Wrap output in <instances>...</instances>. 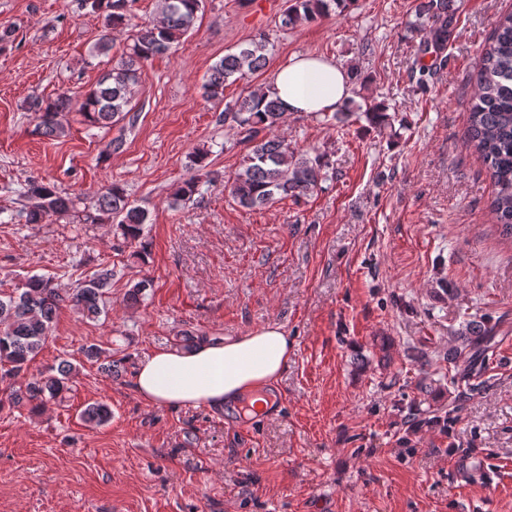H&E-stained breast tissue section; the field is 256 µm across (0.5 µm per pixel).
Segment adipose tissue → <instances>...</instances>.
<instances>
[{
    "label": "adipose tissue",
    "mask_w": 512,
    "mask_h": 512,
    "mask_svg": "<svg viewBox=\"0 0 512 512\" xmlns=\"http://www.w3.org/2000/svg\"><path fill=\"white\" fill-rule=\"evenodd\" d=\"M264 89L287 112L318 114L341 107L351 85L347 70L336 61L304 54L289 58ZM293 346L286 328L270 323L190 350L158 349L137 362L134 391L149 405L220 408L244 400L253 413L262 414L272 405L267 391L286 368Z\"/></svg>",
    "instance_id": "1"
}]
</instances>
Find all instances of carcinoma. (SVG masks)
<instances>
[{
  "mask_svg": "<svg viewBox=\"0 0 512 512\" xmlns=\"http://www.w3.org/2000/svg\"><path fill=\"white\" fill-rule=\"evenodd\" d=\"M129 0H80V8L106 14L107 25L117 27L127 21ZM162 18L154 24H142L130 35V44L120 60L80 101L61 95L52 101L35 99L29 109L35 115V129L53 139L65 134L60 116L77 109L91 128L110 129L132 112L133 89L138 84L144 63L170 52L189 33L203 11L204 0H159ZM350 0H292L280 17L282 29L297 28L329 14L333 8H345ZM457 24L454 0H421L416 20L410 23L419 35L416 65L420 72L430 70L426 55H439L448 46ZM269 40L262 35L242 44L238 50L224 55L211 66L203 83L204 96L221 103L227 82L244 80L267 69L270 63ZM389 107L374 103L364 114L371 125H390ZM289 113L282 102L257 91H246L234 104L224 108V121L244 130L243 142L249 150L239 171L224 183L233 198L245 208L273 204L285 198L298 202L317 190L326 180L329 160L321 152L299 153L273 134ZM467 148L478 154L494 187L490 211L499 234L512 240V12L502 15L480 50L474 91L465 114ZM200 194L199 178L185 179L173 193V203L186 202ZM20 215L28 224H39L50 213L81 224H111L128 244L139 249L130 257L141 259V245L147 212L129 199L124 186L114 181L86 200L73 193L62 192L48 182L31 180L19 191ZM112 270L103 268L90 278L77 283L68 293H61L39 276L28 278L24 290L15 294L0 291V377L18 375L41 352L51 336L57 312L69 304L85 317L95 319L104 312L111 288ZM147 281L133 284L125 295L126 305L141 303ZM480 329H466L459 336L457 357L469 354L481 340ZM87 361L99 364L108 374L115 372L112 360H101L103 350L95 344L83 347ZM77 374L76 367L62 360L50 374L28 378L24 385L9 394L13 404L27 402L40 411L70 390L69 383ZM83 421L97 426L111 421L112 410L105 404L86 406Z\"/></svg>",
  "mask_w": 512,
  "mask_h": 512,
  "instance_id": "1",
  "label": "carcinoma"
}]
</instances>
